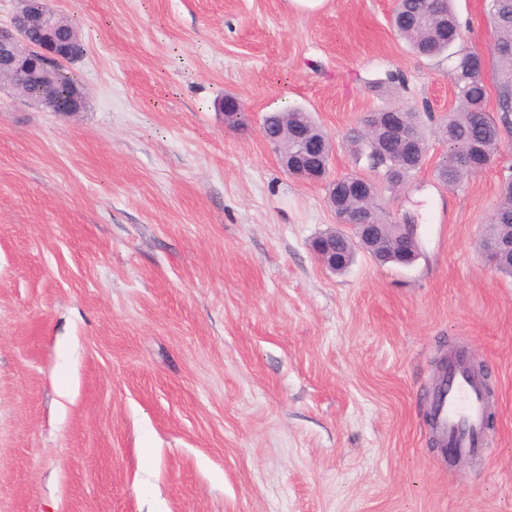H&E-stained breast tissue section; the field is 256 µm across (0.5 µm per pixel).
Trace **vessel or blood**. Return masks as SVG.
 Wrapping results in <instances>:
<instances>
[{"instance_id": "b4317fda", "label": "vessel or blood", "mask_w": 512, "mask_h": 512, "mask_svg": "<svg viewBox=\"0 0 512 512\" xmlns=\"http://www.w3.org/2000/svg\"><path fill=\"white\" fill-rule=\"evenodd\" d=\"M487 400L482 382L464 358L451 363L448 388L441 397L435 420L438 434L463 458L485 455L484 421Z\"/></svg>"}]
</instances>
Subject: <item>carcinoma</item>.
<instances>
[{
    "label": "carcinoma",
    "mask_w": 512,
    "mask_h": 512,
    "mask_svg": "<svg viewBox=\"0 0 512 512\" xmlns=\"http://www.w3.org/2000/svg\"><path fill=\"white\" fill-rule=\"evenodd\" d=\"M451 0H400L395 5L393 28L412 52L427 58L444 57L450 64L456 109L438 127L440 138L448 143V159L436 169L438 180L450 188H459L470 178L488 167L492 154L501 145L502 130L512 129V0H489L488 19L494 34L493 77L497 87L500 117L494 120L486 110L488 83L486 64L477 61V52L453 47L462 40L458 18L452 12ZM52 90L71 93L79 84L66 67L51 71ZM414 131L412 154L407 163L398 159L390 148L384 129L382 111L373 112V119L365 130L355 129L349 136L355 164L377 172L384 167L396 168L395 180L383 182L362 171H353L336 178V193H328V201L335 210L345 209L356 222L367 214L373 222L384 225V233L392 231L383 215L378 197L382 188L395 190L404 185L425 161L428 144L418 131L415 113L406 118ZM315 125L310 113L300 108L273 112L264 119L265 136L278 146V135L283 127L289 131L311 128ZM483 238L512 239V174L502 180L500 200ZM358 240L348 233L336 230V258L354 260Z\"/></svg>",
    "instance_id": "cac0c4a2"
}]
</instances>
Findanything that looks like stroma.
<instances>
[{
	"label": "stroma",
	"mask_w": 512,
	"mask_h": 512,
	"mask_svg": "<svg viewBox=\"0 0 512 512\" xmlns=\"http://www.w3.org/2000/svg\"><path fill=\"white\" fill-rule=\"evenodd\" d=\"M50 5L81 33L86 107L0 86V512H512V277L477 251L512 133L463 188L437 180L450 68L394 33V0ZM454 9L490 56L486 0ZM396 103L429 149L380 204L421 255L332 273L310 247L336 224L325 185L263 120L311 112L337 178L350 130ZM453 347L488 368L494 416L456 463L426 421ZM401 227V235L397 237L396 239H407L411 241L412 243H416V248L413 250L412 255L411 253V244L410 243H403L398 246H396L393 250L396 253L404 252L408 253L406 255H397L393 253V258L399 262L401 265H410L412 264L417 256H418V244H417V232H416V224H409V222H406L405 224H398Z\"/></svg>",
	"instance_id": "1"
}]
</instances>
